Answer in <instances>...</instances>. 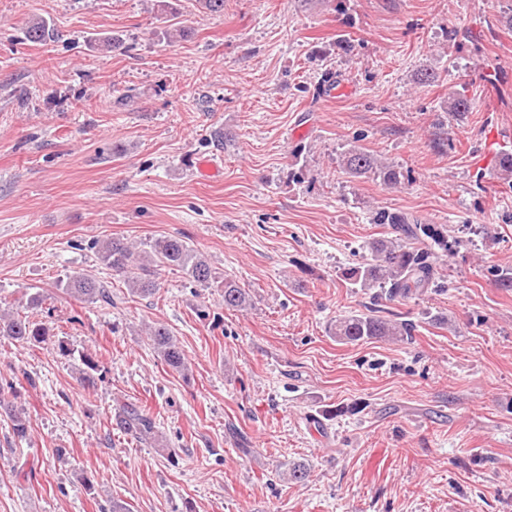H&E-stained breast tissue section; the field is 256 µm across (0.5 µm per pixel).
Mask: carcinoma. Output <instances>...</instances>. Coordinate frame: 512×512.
Returning a JSON list of instances; mask_svg holds the SVG:
<instances>
[{
	"mask_svg": "<svg viewBox=\"0 0 512 512\" xmlns=\"http://www.w3.org/2000/svg\"><path fill=\"white\" fill-rule=\"evenodd\" d=\"M26 40L48 44L58 39L54 26L41 17L32 18L25 26ZM470 100L466 90L455 91L444 102V111L467 112ZM340 167L355 177L372 176L388 187L396 188L404 181V174L394 165L384 162L373 154L353 148L342 155ZM376 224H392L400 227L408 243L399 239H379L367 247L361 260L342 272L343 279L353 288L371 295L374 302L381 300H405L439 287L436 265L431 260V249L414 247L410 241L424 238L443 252L450 253L455 242L448 238V231L435 224H419L406 215L385 209L375 212ZM99 260L113 273L122 277L132 295L148 297L156 294V276L161 268L181 271L187 279L202 288H209L216 280L207 260L190 244L179 237L151 239L135 247L120 239L97 240L93 243ZM57 287L66 295L83 302L103 301L112 303V295L104 285L82 274L74 273L58 281ZM223 301L228 310L243 311L253 306L248 291L233 280H224ZM410 320L390 319L375 314H352L336 319L329 327L330 333L343 344H356L369 339L389 338L404 341L415 331ZM0 336L21 346H45L70 352L66 342L53 333L45 323L34 319L27 312L0 311ZM148 339L160 360L173 372L182 376L189 373L183 348L168 328L155 323L149 328ZM80 382L87 388L96 384L98 365L85 354L81 357ZM14 436L25 441L30 437L31 424L27 413L18 408L7 409ZM116 425L134 438L163 444V435L155 419L133 403L118 408Z\"/></svg>",
	"mask_w": 512,
	"mask_h": 512,
	"instance_id": "obj_1",
	"label": "carcinoma"
}]
</instances>
